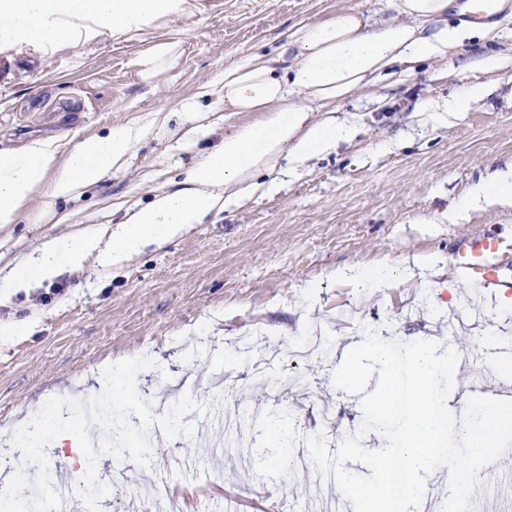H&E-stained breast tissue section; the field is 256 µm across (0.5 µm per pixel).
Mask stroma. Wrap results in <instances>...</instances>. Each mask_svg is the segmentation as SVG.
Instances as JSON below:
<instances>
[{
  "mask_svg": "<svg viewBox=\"0 0 512 512\" xmlns=\"http://www.w3.org/2000/svg\"><path fill=\"white\" fill-rule=\"evenodd\" d=\"M385 4L192 0L191 14L116 42L102 37L60 50L25 42L0 47L1 149L53 135L65 150L81 135L107 133L133 111L148 126L124 167L53 201L55 214L67 215V223L33 206L15 223L0 225V278L46 239L119 223L128 210L182 189L187 173L223 143L225 133L260 120L257 112L225 111L221 94L200 96L202 87L216 85L225 62L274 52L296 25L327 18L339 6L374 15ZM495 20L497 40L466 37L447 63H422L381 78L333 109L313 103L314 120L333 115L355 123L358 132L332 153L312 158L298 175H289L282 159L256 174L258 182H276L277 191L257 192L172 241L141 249L110 275L90 265L66 271L0 306V321L33 322L28 333L0 341V448L49 398L86 401L99 393L105 363L146 355L155 365L141 376L152 383L145 398L155 416L183 396V379L199 382L192 394L198 408L185 417L192 437L148 432L159 478L173 476L179 461L190 456L198 468L214 465L223 472V492L264 510L292 488H304L307 474L271 465L243 483L230 461L212 464L207 448L224 432L206 429L203 412L213 404L216 374L229 371L234 396L246 407L257 396L249 361L275 355L270 377L295 368L307 381L286 397L273 388L267 404L288 399L298 408L301 437L324 432L339 443L363 423L361 397L337 389L332 376L306 363L291 366L288 347L308 327L331 336L339 354L377 315L412 341L451 334L473 341L483 335L482 312L499 306L501 296L453 278L448 247L474 232L512 235V208L474 209L456 224L446 212L479 179L512 166V0H504ZM157 40L178 41L181 52L150 87L136 80L133 62ZM492 51L506 57L507 66L480 70L479 60ZM472 78L489 85L486 98L448 126L425 122L417 111L423 100L448 96ZM185 100L196 101L203 113V132L190 141L174 110ZM164 106L171 109L168 120L153 123L154 111ZM416 256L435 261L440 275L404 277L403 267ZM380 265L394 273L390 286L380 290L359 291L343 275ZM445 284L459 296L450 316L418 308L421 297ZM326 406L336 411L330 432L321 414ZM124 466L126 478L118 483L110 472H99L111 486L101 512L144 508L143 469L130 460Z\"/></svg>",
  "mask_w": 512,
  "mask_h": 512,
  "instance_id": "1",
  "label": "stroma"
}]
</instances>
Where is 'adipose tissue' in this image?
<instances>
[{
    "mask_svg": "<svg viewBox=\"0 0 512 512\" xmlns=\"http://www.w3.org/2000/svg\"><path fill=\"white\" fill-rule=\"evenodd\" d=\"M450 6L451 0H387V13L379 18L345 6L295 27L276 54L250 53L225 66V111L261 112L264 120L226 134L223 145L188 174L185 188L158 196L121 223L43 242L0 280V305L90 261L101 272H111L139 249L173 240L212 212L252 195L253 173L280 155H287L295 169L352 140L357 128L349 121H311L312 103H341L397 66L447 61L468 34L494 39L491 24L450 25ZM188 10L189 0H0V43L65 47L83 36L116 39ZM178 54V42L152 44L133 63L136 78L154 82ZM486 93L485 84L470 80L448 98L424 101L419 109L432 125L442 126ZM144 132L141 119L132 117L107 134L81 137L65 152L52 137L31 140L18 151H0V224L14 223L22 208L42 196L68 198L102 181L126 164ZM485 205L512 208V168L475 183L469 197L449 209L448 221L458 223L469 210Z\"/></svg>",
    "mask_w": 512,
    "mask_h": 512,
    "instance_id": "adipose-tissue-1",
    "label": "adipose tissue"
}]
</instances>
